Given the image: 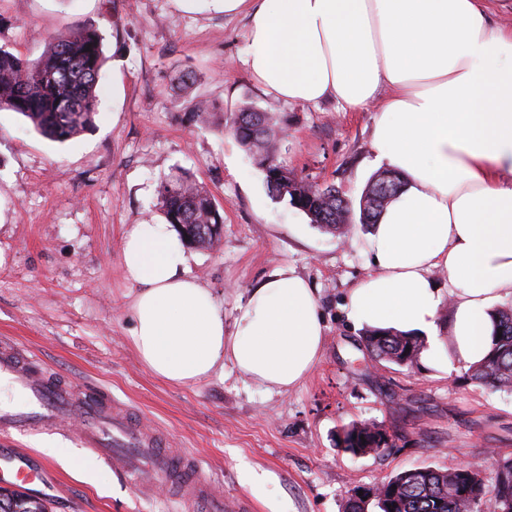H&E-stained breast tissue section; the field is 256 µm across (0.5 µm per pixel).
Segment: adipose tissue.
Wrapping results in <instances>:
<instances>
[{
  "label": "adipose tissue",
  "instance_id": "obj_1",
  "mask_svg": "<svg viewBox=\"0 0 512 512\" xmlns=\"http://www.w3.org/2000/svg\"><path fill=\"white\" fill-rule=\"evenodd\" d=\"M223 3L225 13H247L246 64L268 92L302 104L333 98L355 111L380 103L374 162L406 184L367 239L374 270L350 294L351 319L426 334L423 360L479 363L493 305L512 295V28L494 22L484 0ZM188 262L170 225L128 226L131 340L149 370L187 385L229 363L278 393L304 381L324 345L313 288L277 269L238 303L228 334L223 305L189 276Z\"/></svg>",
  "mask_w": 512,
  "mask_h": 512
}]
</instances>
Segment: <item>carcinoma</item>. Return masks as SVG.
<instances>
[{
	"instance_id": "cac0c4a2",
	"label": "carcinoma",
	"mask_w": 512,
	"mask_h": 512,
	"mask_svg": "<svg viewBox=\"0 0 512 512\" xmlns=\"http://www.w3.org/2000/svg\"><path fill=\"white\" fill-rule=\"evenodd\" d=\"M105 55L102 39L91 29L77 30L55 40L48 51L31 62L0 48V108L7 107L27 119L45 137L65 142L92 129L97 115L96 87ZM232 134L251 153L265 174L268 192L306 214L311 222L329 231L343 229L351 211L336 187H321L296 176L272 177L280 168L276 158L277 123L273 117L250 105L237 112ZM376 174L360 200V222L375 224L402 184L389 173L391 189L383 194ZM158 204L166 223L179 232L188 245L213 246L221 233L213 231L224 223L214 198L197 187L184 171L174 172L158 189ZM494 332L485 358L471 366L468 377L486 387L512 391V306L494 312ZM362 345L370 360L396 367L417 365L425 339L396 330L368 329ZM386 430L376 422L353 423L343 429V449L355 456L371 453ZM373 495L368 507L377 512H467L470 505L486 512L512 508V456L499 458L493 474L468 468L438 470L422 468L391 476L368 487ZM0 500L17 512H46V506L23 492L0 489Z\"/></svg>"
}]
</instances>
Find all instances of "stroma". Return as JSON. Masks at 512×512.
<instances>
[{"mask_svg":"<svg viewBox=\"0 0 512 512\" xmlns=\"http://www.w3.org/2000/svg\"><path fill=\"white\" fill-rule=\"evenodd\" d=\"M89 27L106 56L94 130L59 143L0 109V348L36 358L63 383L107 391L144 429L198 457L225 500L246 512H342L355 486L491 451L512 456V394L471 382L444 357L407 369L360 350L365 329L347 298L374 265L359 212L348 234L319 228L269 195L261 167L225 130L245 105L277 116L286 128L281 162L356 204L378 172L373 111L265 92L245 64L247 18L225 14L221 0H0V47L32 61ZM187 70L196 74L188 89L178 81ZM199 99L216 107L209 124L190 111ZM179 168L224 212L221 240L190 247L189 274L223 304L225 330L238 300L280 267L317 290L323 353L288 392H267L229 363L199 383L172 385L131 344L124 233L163 223L157 191ZM364 421L412 442L382 455L344 453L343 427ZM14 446L48 469V512H171L166 490L138 496L117 464L70 438L0 440Z\"/></svg>","mask_w":512,"mask_h":512,"instance_id":"35a3bbf8","label":"stroma"}]
</instances>
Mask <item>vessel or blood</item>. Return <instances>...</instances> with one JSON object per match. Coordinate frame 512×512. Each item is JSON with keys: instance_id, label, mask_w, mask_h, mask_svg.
<instances>
[{"instance_id": "1", "label": "vessel or blood", "mask_w": 512, "mask_h": 512, "mask_svg": "<svg viewBox=\"0 0 512 512\" xmlns=\"http://www.w3.org/2000/svg\"><path fill=\"white\" fill-rule=\"evenodd\" d=\"M18 385L29 396L28 411H1L0 436L22 438L55 433L74 439L105 461H116L127 483L138 493L158 487L177 493L186 512L205 505L208 512H224V494L209 480L196 457L165 447L127 415L118 413L105 392L91 394L52 382L18 359L0 351V381ZM21 448H0V486L33 490L46 473L34 468Z\"/></svg>"}]
</instances>
